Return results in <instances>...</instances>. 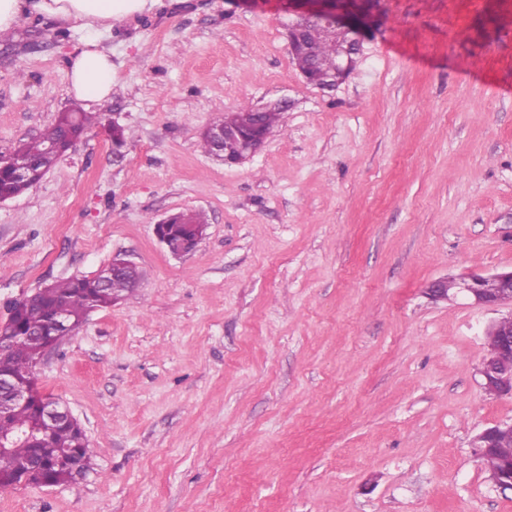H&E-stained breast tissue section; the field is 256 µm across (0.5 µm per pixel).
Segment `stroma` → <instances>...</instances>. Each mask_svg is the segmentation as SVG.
<instances>
[{
  "instance_id": "1",
  "label": "stroma",
  "mask_w": 512,
  "mask_h": 512,
  "mask_svg": "<svg viewBox=\"0 0 512 512\" xmlns=\"http://www.w3.org/2000/svg\"><path fill=\"white\" fill-rule=\"evenodd\" d=\"M286 0H149L100 30L110 98L82 102L87 32L32 9L0 40V155L81 107L104 126L0 203V324L46 283L121 255L138 288L34 371L93 450L78 483L0 487V512H512L472 441L498 312L424 293L512 267V0H368L351 76L304 83ZM288 109L252 160L203 130ZM204 213L172 256L157 220Z\"/></svg>"
}]
</instances>
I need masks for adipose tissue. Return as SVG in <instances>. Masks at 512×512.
<instances>
[{
  "instance_id": "ef3b65f1",
  "label": "adipose tissue",
  "mask_w": 512,
  "mask_h": 512,
  "mask_svg": "<svg viewBox=\"0 0 512 512\" xmlns=\"http://www.w3.org/2000/svg\"><path fill=\"white\" fill-rule=\"evenodd\" d=\"M29 5L35 12L58 21L81 22L89 36L74 54L69 70L71 90L87 101L107 99L112 93V59L100 46L97 34L113 21L143 10L147 0H33Z\"/></svg>"
}]
</instances>
